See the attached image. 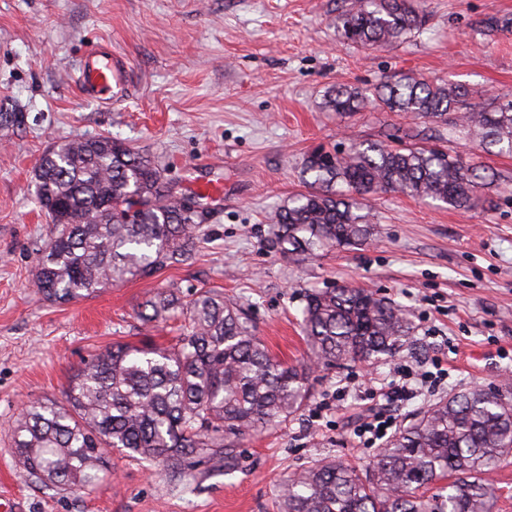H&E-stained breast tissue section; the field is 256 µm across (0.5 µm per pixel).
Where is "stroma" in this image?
<instances>
[{
    "label": "stroma",
    "mask_w": 512,
    "mask_h": 512,
    "mask_svg": "<svg viewBox=\"0 0 512 512\" xmlns=\"http://www.w3.org/2000/svg\"><path fill=\"white\" fill-rule=\"evenodd\" d=\"M350 0H0V512H277L280 481L335 457L357 470L376 455L353 426L401 368L448 377L398 406L396 424L481 385L512 392V155L451 133L447 148L497 173L485 210L394 193L372 197L376 233L295 263L268 244L270 217L305 191V157L322 147L383 141L406 115L324 106L336 83L364 88L407 76L460 83L486 98L512 93V0H424L427 21L373 50L333 21ZM112 50L122 101L105 110L74 77L89 43ZM20 113V122L9 121ZM112 137L154 157L179 190L220 183L193 262L129 279L68 304L32 287L55 226L35 198L36 160L52 145ZM343 285L401 305L414 332L390 361L319 367L296 416L248 435L229 472L194 462L196 490L112 455L95 489H40L16 465L11 425L22 405L62 398L74 370L113 343L170 342L174 322L137 318L150 294L223 293L245 306L278 359L306 360L298 321L305 292Z\"/></svg>",
    "instance_id": "stroma-1"
}]
</instances>
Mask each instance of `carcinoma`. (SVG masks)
<instances>
[{"instance_id":"obj_1","label":"carcinoma","mask_w":512,"mask_h":512,"mask_svg":"<svg viewBox=\"0 0 512 512\" xmlns=\"http://www.w3.org/2000/svg\"><path fill=\"white\" fill-rule=\"evenodd\" d=\"M419 0H351L336 31L369 50L399 42L425 25ZM464 85L422 77L367 91L332 87L335 112L369 105L448 124L477 147L512 154V94L491 103ZM408 128L396 145L355 142L342 153L314 152L304 163L308 190L280 206L270 243L283 259L357 247L374 231L368 197L399 193L476 209L483 179L451 150L422 144ZM40 206L56 231L40 249L34 287L64 304L114 282L147 278L194 256L208 212L185 208L183 193L154 160L110 137L57 145L34 166ZM301 329L310 361L381 363L413 335L404 309L363 288L303 296ZM183 333L169 346L116 344L72 374L62 400L28 403L11 426L17 462L36 485L78 494L95 487L112 451L172 475L202 457L233 469L251 433L296 415L310 395L311 367L273 357L236 302L213 290L184 299L173 290L150 296L138 312L147 325L172 315ZM512 451V398L482 386L437 402L395 433L361 476L325 458L288 476L279 512H492L487 474Z\"/></svg>"}]
</instances>
